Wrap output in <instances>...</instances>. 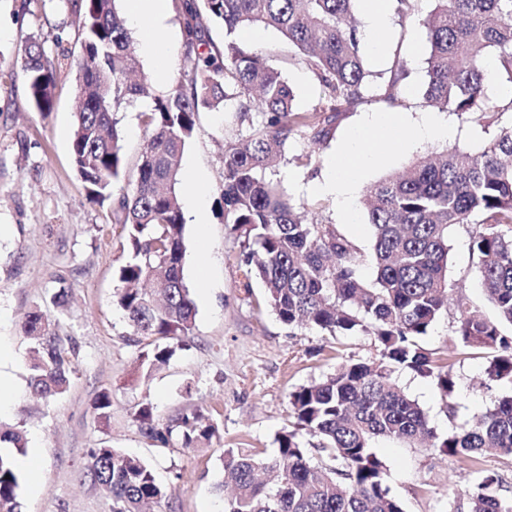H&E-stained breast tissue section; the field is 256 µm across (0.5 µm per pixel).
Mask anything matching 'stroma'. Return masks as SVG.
<instances>
[{
	"instance_id": "stroma-1",
	"label": "stroma",
	"mask_w": 512,
	"mask_h": 512,
	"mask_svg": "<svg viewBox=\"0 0 512 512\" xmlns=\"http://www.w3.org/2000/svg\"><path fill=\"white\" fill-rule=\"evenodd\" d=\"M435 7L434 0L391 5V24L384 36L382 58L365 53L370 71L364 101L336 115L328 138L317 140L297 132L290 136L272 176L294 201L304 204L310 219L336 225L363 256L373 251V229L362 205L357 221L344 223L332 198L316 193L319 179L336 147L366 115L395 111L416 120L428 112L423 93L429 55L427 34L420 20ZM75 17L64 0H0V384L14 398L0 411V424L21 430L27 448L19 458L24 481L23 512H112V499L85 476L91 449L111 446L148 462L166 488V495L149 512H221L215 492L221 480V460L230 449H253L275 456L277 438L288 428L291 391L335 373L345 362L379 358L374 337H332L309 328L283 324L263 301L259 282H246L241 262L243 239L225 228L219 207L222 154L226 141L240 137L231 110L202 112L195 134L182 155V169L204 173L206 209L185 219L184 278L196 303L192 335L167 364L151 368L140 356L152 350V339L134 340L132 329L114 304L119 267L126 260L124 234L116 224L112 201L95 203L86 196L72 168L71 131L77 94V72L62 69L49 114L29 103L22 49L37 36L48 55L61 48L79 51ZM163 60L142 51L144 37L134 32L132 51L140 70L153 77L159 64L168 67L165 82H155L156 94L167 93L184 63L182 16L169 6L162 34ZM268 62L281 71L293 89L295 105L307 110L323 98L322 87L300 60L297 49L278 32L265 30L257 45ZM404 67L396 103H388L383 88L397 67ZM150 107L140 100L118 114L126 175L134 177L148 141L141 114ZM512 116L489 112L480 116L449 113L448 139L397 152L393 142L381 145L385 160L368 170L354 196L404 171L433 152L486 147ZM472 225L448 231V281L461 288L470 306L486 315L494 310L481 286L477 259L470 251ZM208 269L206 288H199L197 266ZM67 294L64 305L53 297ZM42 310L58 324L70 357L65 393L41 399L29 388L27 368L31 340L24 332L27 315ZM456 306H449L422 337L424 348L449 356L457 393L455 411L435 382L410 370L395 372L404 391L424 409L439 436L459 431L492 408L512 384H486L481 352L462 347L453 334ZM111 400L109 421H101L93 402L101 392ZM165 423L179 414L201 410L216 427L209 440L185 446L179 437L160 443L149 438L138 418L142 405ZM375 451L385 465V479L404 512H448L454 495L475 475L430 448H414L380 440Z\"/></svg>"
}]
</instances>
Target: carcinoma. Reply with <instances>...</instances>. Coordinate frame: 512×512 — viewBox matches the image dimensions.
<instances>
[{"instance_id": "obj_1", "label": "carcinoma", "mask_w": 512, "mask_h": 512, "mask_svg": "<svg viewBox=\"0 0 512 512\" xmlns=\"http://www.w3.org/2000/svg\"><path fill=\"white\" fill-rule=\"evenodd\" d=\"M66 2L78 17L81 46L72 61L78 77L72 163L90 200L115 197L127 252L116 305L134 334L179 340L193 332L196 304L184 280L185 219L177 195L181 157L198 113L233 100L249 133L224 143L220 208L224 224L244 237L245 287L252 279L261 282L265 303L290 327L364 334L380 346L377 361L343 363L333 375L289 394L292 422L278 436L274 457L224 453L222 471L234 484L224 512H404L385 484L374 451L379 439L436 448L473 469L475 482L455 495L451 512H512L501 476L483 468L489 457L512 459V396L442 438L392 379L394 370L409 369L432 378L445 398L454 393L452 365L419 339L448 310V229L476 222L470 250L496 317L458 295L454 333L463 347L487 351L489 381L512 382V332H506L512 329V124L478 153L447 151L367 188L363 203L374 230L376 271L368 283L359 274L363 259L355 244L333 224L306 221L282 184L267 178L293 133L323 139L334 112L364 99L369 70L353 23L355 0H182L184 66L163 96L148 80L131 79L139 62L118 0ZM206 21L229 35L246 25L279 32L317 77L324 103L295 109L281 72L234 39L221 50L211 48L203 35ZM420 24L429 43L428 103L458 115L512 113V99L498 105L485 94L490 51L512 85V0H436ZM23 63L30 102L52 111L60 63L35 38L26 44ZM144 98L153 101L143 113L149 140L134 179L123 185L116 114ZM24 330L36 340L31 388L44 398L64 393L74 347L65 346L39 311L27 316ZM173 353L169 345L157 346L141 358L153 366ZM138 420L164 444L174 432L186 446L215 432L196 411L159 426L146 404ZM0 443L12 448L0 451V512H21L16 456L25 454L27 441L21 431L0 425ZM313 450L334 465L314 462ZM85 476L112 496V512H140L164 496L149 465L110 446L91 450Z\"/></svg>"}]
</instances>
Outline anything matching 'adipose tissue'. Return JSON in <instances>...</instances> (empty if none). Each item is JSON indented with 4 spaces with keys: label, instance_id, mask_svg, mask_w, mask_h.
Segmentation results:
<instances>
[{
    "label": "adipose tissue",
    "instance_id": "ef3b65f1",
    "mask_svg": "<svg viewBox=\"0 0 512 512\" xmlns=\"http://www.w3.org/2000/svg\"><path fill=\"white\" fill-rule=\"evenodd\" d=\"M126 17L131 28L146 32L145 51L158 57L164 52L159 32L166 19V0H125ZM399 133L398 149L446 138L448 123L438 112L427 113L421 120L408 121L392 113L383 117L364 119L339 145L336 156L325 176L316 184L317 193L333 197L346 223H355L352 206L354 188L363 174L380 164L382 155L377 150L380 142Z\"/></svg>",
    "mask_w": 512,
    "mask_h": 512
}]
</instances>
